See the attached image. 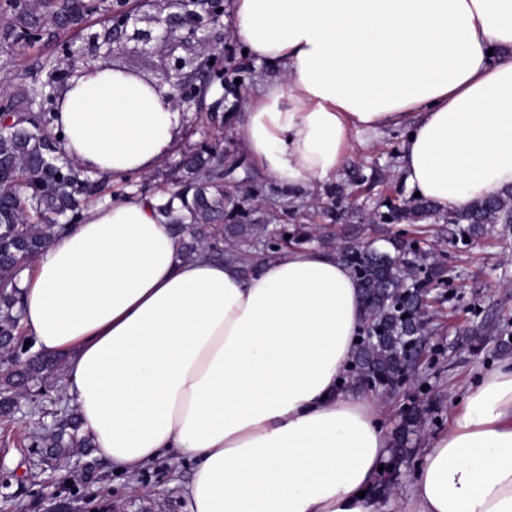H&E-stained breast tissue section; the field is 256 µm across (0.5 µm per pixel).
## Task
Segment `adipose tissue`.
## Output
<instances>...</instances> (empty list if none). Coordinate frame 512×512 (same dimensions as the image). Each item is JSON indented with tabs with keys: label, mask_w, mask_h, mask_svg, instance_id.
Here are the masks:
<instances>
[{
	"label": "adipose tissue",
	"mask_w": 512,
	"mask_h": 512,
	"mask_svg": "<svg viewBox=\"0 0 512 512\" xmlns=\"http://www.w3.org/2000/svg\"><path fill=\"white\" fill-rule=\"evenodd\" d=\"M235 39L282 65L237 117L289 192L335 179L362 133L406 126L405 182L440 210L512 187V0H232ZM54 120L88 174L141 176L183 113L143 79H76ZM21 324L62 357L63 394L109 467L194 460L190 512H385L377 399L341 387L364 312L353 271L290 249L246 274L184 258L153 204L89 208L20 274ZM408 512H512V363L428 436Z\"/></svg>",
	"instance_id": "obj_1"
}]
</instances>
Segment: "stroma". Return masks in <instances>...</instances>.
Instances as JSON below:
<instances>
[{"instance_id": "35a3bbf8", "label": "stroma", "mask_w": 512, "mask_h": 512, "mask_svg": "<svg viewBox=\"0 0 512 512\" xmlns=\"http://www.w3.org/2000/svg\"><path fill=\"white\" fill-rule=\"evenodd\" d=\"M224 40L252 75L241 86L234 77L226 78L220 110L228 114L244 111L258 86L281 81L283 72L245 59L244 47L232 31H225ZM55 59L52 44L24 48L0 38V87L47 81V65ZM404 136L401 126L362 134V147L347 157L334 181L338 238L361 242L379 235V216L387 202L412 200L401 170ZM437 256L458 276L438 307L440 331L431 342V364L422 389L383 403L389 430L415 399L424 401L427 409L423 435L447 427L449 395L475 382L482 369L512 360V348L499 346L502 333H512V247L494 231L471 244H439ZM477 327L482 335L476 341L471 331ZM49 428V421L39 420L26 402L14 417L0 416V512H188L185 488L192 477L191 460L167 457L132 478L100 461L89 477L84 449H71L55 460L46 458L44 449L32 447L33 434Z\"/></svg>"}]
</instances>
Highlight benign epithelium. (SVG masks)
<instances>
[{
	"instance_id": "1",
	"label": "benign epithelium",
	"mask_w": 512,
	"mask_h": 512,
	"mask_svg": "<svg viewBox=\"0 0 512 512\" xmlns=\"http://www.w3.org/2000/svg\"><path fill=\"white\" fill-rule=\"evenodd\" d=\"M159 9L168 11L165 27L158 30L153 18L127 11H114L110 16L112 39L90 35L84 49L72 44L64 45L59 55L57 69L58 86H64L75 73V59L87 65L100 58L120 52L139 54H161L167 60L165 76L157 83L158 89H167L165 97L178 101L182 112L198 105L200 80L210 67L221 65V58L203 55L199 45L206 42L205 32L213 30L214 19L224 15L225 0H211V7L202 12L192 8L193 0H156ZM186 51L182 55L178 50ZM410 381L407 377L387 383L369 380L364 387L381 399L391 398L407 392Z\"/></svg>"
}]
</instances>
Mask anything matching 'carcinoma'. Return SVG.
I'll use <instances>...</instances> for the list:
<instances>
[{"instance_id": "obj_1", "label": "carcinoma", "mask_w": 512, "mask_h": 512, "mask_svg": "<svg viewBox=\"0 0 512 512\" xmlns=\"http://www.w3.org/2000/svg\"><path fill=\"white\" fill-rule=\"evenodd\" d=\"M127 0H4L12 16L5 38L24 47L52 39L58 30H78L109 10H120ZM51 82L32 84L21 92L0 91V414L7 417L28 393L30 382L59 384L58 363L31 352L20 325L19 273L32 263L67 226L83 221L84 213L105 193L112 181L105 175L91 178L52 137L54 113L32 112L30 105L52 95ZM187 147L162 179L141 184L142 198L166 199L158 212L180 238L183 254L200 251L218 259L238 262L255 271L267 258L291 247L316 242L331 249L348 265L361 288L364 325L372 332L358 342L353 364L343 386L355 388L370 377L392 380L401 370L416 379L410 340L419 332L418 318L428 311V288H446L450 270L433 262L429 223L446 220L460 228V238H478L504 225L512 227V188L501 195L475 202L466 210L441 212L429 200L418 198L409 206L387 205L381 221H396L414 230L381 238L369 251L358 242L338 244L325 224H288L300 205L288 192L262 178L250 159L224 147V113L205 112L199 127L186 130ZM268 203L278 224H260L252 205ZM418 405L404 410L393 433L388 464L379 473L374 493L389 492L401 464L414 452L412 443L426 422ZM78 416L56 420L54 428L34 437L33 445L58 455L67 448H90L88 435H78Z\"/></svg>"}]
</instances>
